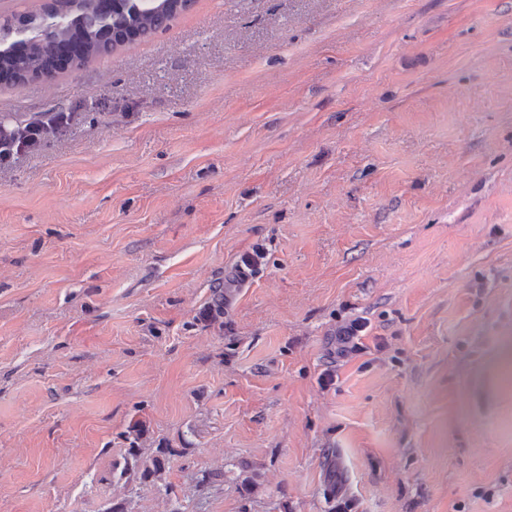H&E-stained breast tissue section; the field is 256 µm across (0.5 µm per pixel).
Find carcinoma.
I'll return each instance as SVG.
<instances>
[{
	"mask_svg": "<svg viewBox=\"0 0 512 512\" xmlns=\"http://www.w3.org/2000/svg\"><path fill=\"white\" fill-rule=\"evenodd\" d=\"M192 0H158L134 11L129 0H47L36 13H20L0 22V82L23 86L49 81L67 67L79 70L90 60L127 43L146 39L188 10ZM171 448L128 449L118 478L131 475L161 483Z\"/></svg>",
	"mask_w": 512,
	"mask_h": 512,
	"instance_id": "1",
	"label": "carcinoma"
}]
</instances>
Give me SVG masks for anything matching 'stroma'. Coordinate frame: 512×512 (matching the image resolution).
Segmentation results:
<instances>
[{"label":"stroma","mask_w":512,"mask_h":512,"mask_svg":"<svg viewBox=\"0 0 512 512\" xmlns=\"http://www.w3.org/2000/svg\"><path fill=\"white\" fill-rule=\"evenodd\" d=\"M53 112L0 166V512H512V0H194L0 85ZM130 435H133L130 438ZM141 431L137 426L132 427L128 432L127 439H130L132 448H127L128 458L126 466L119 472L118 478H130L131 474L139 476L143 481H152L157 489H162L167 492L168 486L159 483L162 480V475L166 470L168 457L174 455V450L171 448H155L149 456L144 457V448H135V443L140 439Z\"/></svg>","instance_id":"stroma-1"}]
</instances>
